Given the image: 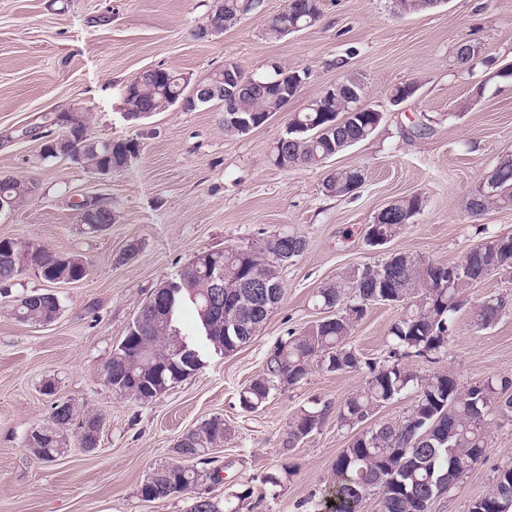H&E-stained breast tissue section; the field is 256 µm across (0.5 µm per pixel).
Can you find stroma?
<instances>
[{
	"instance_id": "35a3bbf8",
	"label": "stroma",
	"mask_w": 512,
	"mask_h": 512,
	"mask_svg": "<svg viewBox=\"0 0 512 512\" xmlns=\"http://www.w3.org/2000/svg\"><path fill=\"white\" fill-rule=\"evenodd\" d=\"M284 6L264 0L235 27L200 39L195 32L213 0H0V175L36 185L30 200L0 211V239L90 267L77 282L52 283L30 268L12 280V295L47 290L58 297L62 310L49 324L15 319L0 297V512H187L188 496L145 501L139 489L155 467L175 460L186 431L213 416L227 428L210 456L222 478L202 481L197 493L221 502L250 490L242 512H322L336 457L354 436L334 410L364 385L366 366L312 369L255 412L242 409L240 391L264 372L281 337L322 317L314 294L350 270L397 251L455 263L484 237L512 233V208L475 217L466 210L483 177L512 155V82L496 75L498 63L512 62V0H448L404 17L392 0H323L315 25L266 38L267 20ZM462 44L480 58L470 74L454 65ZM228 59L249 75L277 63L311 76L284 111L246 135L225 134L218 100L126 119L124 90L141 72L162 66L203 79ZM347 74L362 78L364 104L384 121L331 159V167L364 175L355 194L332 197L322 188L324 169L280 168L271 150L289 118ZM407 81L418 92L392 104L395 87ZM72 110L84 115L92 138H134L140 153L109 175L43 158L42 115ZM420 121L430 127L422 137L410 131ZM407 195L421 197L420 214L388 244L370 246L377 213ZM97 197L111 201L112 222L89 234L78 204ZM288 227L306 249L280 268L283 297L250 342L226 356L207 353L194 376L152 400L112 391L104 369L155 288L201 251L258 244ZM463 295L447 351L436 363L413 362V371L448 373L463 389L512 378V273L493 271ZM489 295L505 297L507 307L491 327L476 328L471 308ZM402 313L373 304L354 327L348 344L366 365L388 359L389 329ZM48 380L55 396L42 392ZM57 399L79 415L101 416L102 426L94 450L68 430L65 454L46 462L26 437L48 421ZM326 405L332 412L321 427L286 447L295 414ZM488 442L485 459L428 512H469L490 489L498 469L512 464V417L493 416ZM271 475L280 485L268 483Z\"/></svg>"
}]
</instances>
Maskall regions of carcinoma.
Wrapping results in <instances>:
<instances>
[{"label":"carcinoma","instance_id":"obj_1","mask_svg":"<svg viewBox=\"0 0 512 512\" xmlns=\"http://www.w3.org/2000/svg\"><path fill=\"white\" fill-rule=\"evenodd\" d=\"M226 15L243 18L257 12L252 0H222ZM316 12L314 0H292L274 16L265 28L269 39L281 38L284 25L303 26ZM475 51L467 44L458 47L455 65L461 72L474 68ZM347 88L336 91L327 104L322 98L312 100L302 112L288 122V129L273 148L276 165L283 169L319 167L328 155L336 156L351 147L350 141L362 142L371 136V128L380 113L354 111L359 99L348 89L363 95L364 84L356 76L344 79ZM133 94L125 100L126 111L136 120L142 113L162 112L184 93L180 73L164 68L146 70L130 82ZM240 116L255 127L264 122V115L279 108V102L262 95L247 96L237 102ZM126 144L119 141L107 154L103 141L84 135V161L87 165L124 167ZM499 183L492 194L475 189L471 194L470 214L478 216L491 208H512V158L498 164ZM362 181L356 168L335 169L326 173L323 181L330 196L345 197L354 193ZM31 182L5 175L0 177V203L10 209L30 197ZM420 196H404L394 200V207L379 213L373 227L379 236L389 241L401 233L420 213ZM306 240L295 232H280L267 239L259 252L273 256L288 249L301 255ZM51 252L28 244L13 245L0 241V295L8 294L4 285L34 263L44 267ZM461 275L451 276L448 266L435 264L409 252L395 253V259L381 265L355 268L345 282L328 285L316 294L317 304L333 312L304 331L280 339L271 352L263 375L253 379L240 394L241 407L247 412L261 408L273 393L294 386L307 378L314 367L330 372H351L365 366L369 377L364 386L352 392L336 410L339 422L355 428L396 396L412 392L411 410L401 419L384 423L355 438L336 457L332 484V499L327 503L331 512H359L363 499L373 491L381 494L382 512H428L429 504L445 493L467 467L484 458L489 451L487 417L495 411L512 413V381L488 380L466 390L445 373L420 378L410 367L414 359L434 363L448 347L456 314L464 306L463 288L482 278L493 269H512V235L489 236L471 248L462 261L453 265ZM222 272V287H212V279ZM271 275L272 271L258 261L248 249L222 250L216 265L209 268L200 258L193 259L179 275L181 290L171 301L170 323H157L148 318L133 321L127 332L129 346L112 353L105 374L108 383L119 385L117 394L137 401H147L154 387L150 367L138 356V351L151 354L154 361L168 365L165 382L156 392L161 394L171 386L194 375L203 364L204 348L224 351L227 341L236 337L224 334L225 315L207 310L215 294L222 302L237 303L236 317L254 335L273 310L256 300L243 288L251 277ZM32 304L21 299L13 307L21 322L47 324L60 314L61 304L50 292H33ZM395 302L405 305V312L390 328V361L382 366L364 365L348 347L347 339L356 323L364 317V308L373 303ZM505 299L490 296L472 309L474 325L487 328L505 308ZM190 310L196 318L192 330L186 331L181 320ZM177 334L194 349V354L181 357L172 349L170 337ZM329 407L303 408L290 422L288 447L308 436L324 422ZM75 418L73 405L65 409L52 407L51 428L47 437L34 445L33 453L55 461L65 453L63 432ZM224 419L211 417L185 435L175 452L194 456L205 448L224 443ZM211 473L204 468L181 469L176 462L159 465L150 482L142 484L140 495L148 500H162L175 492L188 493ZM512 496V466L498 470L489 491L475 506L477 512H503L505 495Z\"/></svg>","mask_w":512,"mask_h":512}]
</instances>
